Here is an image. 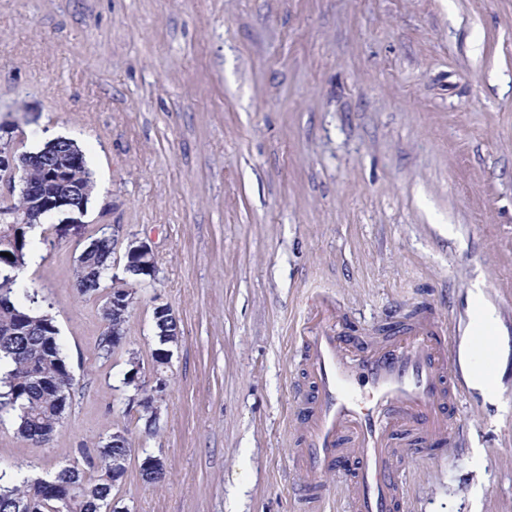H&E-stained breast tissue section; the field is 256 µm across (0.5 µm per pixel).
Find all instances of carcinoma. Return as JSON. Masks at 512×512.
I'll return each instance as SVG.
<instances>
[{
	"mask_svg": "<svg viewBox=\"0 0 512 512\" xmlns=\"http://www.w3.org/2000/svg\"><path fill=\"white\" fill-rule=\"evenodd\" d=\"M70 148H78L75 140H50L45 147L34 152H13L17 168L15 178L45 180L48 155ZM69 182L86 188L83 202H88L94 188L87 161L69 172ZM36 207L35 200L17 193L16 202L0 205V414H14L16 434L24 441L48 443L62 425L74 375L59 339V330L52 314L42 308L38 292L17 288L15 272L26 264L28 255L27 233L34 225H21ZM115 239L105 234L93 238L77 259L74 286L82 294L100 289L112 269ZM126 272L130 279L124 287L131 288L140 278L154 277L135 259H126ZM23 293L29 305L15 301ZM101 316L107 325L99 342L106 358L125 338L128 311L112 310V291H107L101 307ZM160 347L153 352L157 365H164V346L172 343L176 325L162 320L155 323ZM132 369L124 384L134 387L130 402L136 404L145 420V430H156L155 402L145 400L148 389L138 380V361L129 358ZM133 448L128 437L117 434L98 442L97 446L81 448L84 468L62 466L50 477L16 475L6 483V473H0V512H117L112 491L119 485L126 470H119L116 462L128 461ZM145 484L156 486L166 476L163 466H151V457L141 463Z\"/></svg>",
	"mask_w": 512,
	"mask_h": 512,
	"instance_id": "carcinoma-1",
	"label": "carcinoma"
}]
</instances>
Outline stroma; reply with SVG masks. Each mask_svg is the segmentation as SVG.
I'll use <instances>...</instances> for the list:
<instances>
[{"instance_id":"1","label":"stroma","mask_w":512,"mask_h":512,"mask_svg":"<svg viewBox=\"0 0 512 512\" xmlns=\"http://www.w3.org/2000/svg\"><path fill=\"white\" fill-rule=\"evenodd\" d=\"M0 125L77 140L96 188L30 231L75 386L46 445L0 416V471L47 476L124 431V512H301L300 338L373 336L419 304L447 325L461 439L408 461L410 512H512V0H0ZM155 255L111 357L76 260L100 231ZM179 325L156 366L153 311ZM497 371L475 388V314ZM160 387L157 429L128 359ZM164 483L140 477L146 455ZM129 363L133 366V368L127 372L123 383L126 386L133 385L135 394L130 398V402H132V404L136 403V407L141 412L139 417L140 419L145 420V430L147 432H154L156 430L155 423L157 420V417L154 415V411L157 409V407H155L156 400L152 402L147 400L143 401L149 390L145 388L144 384H140V381L138 380L137 375L139 362L137 361L136 357L132 356L129 358Z\"/></svg>"}]
</instances>
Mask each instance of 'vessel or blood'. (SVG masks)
<instances>
[{
	"instance_id": "1",
	"label": "vessel or blood",
	"mask_w": 512,
	"mask_h": 512,
	"mask_svg": "<svg viewBox=\"0 0 512 512\" xmlns=\"http://www.w3.org/2000/svg\"><path fill=\"white\" fill-rule=\"evenodd\" d=\"M308 390L296 398L304 512H323V476L344 453L342 512H406L403 461L452 440L462 387L434 311L406 314L396 336L353 352L341 335L304 339Z\"/></svg>"
}]
</instances>
